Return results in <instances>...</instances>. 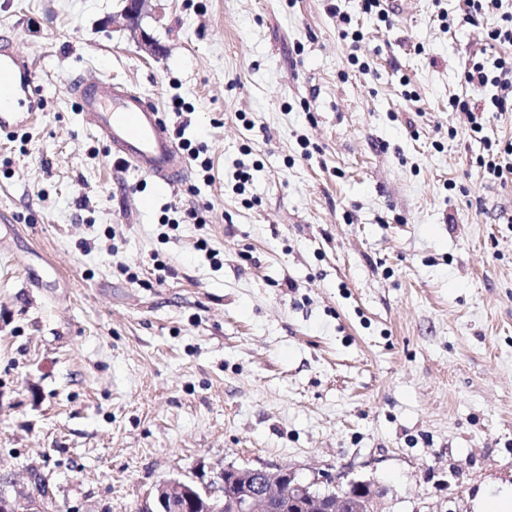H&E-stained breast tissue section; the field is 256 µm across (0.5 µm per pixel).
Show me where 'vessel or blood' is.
Segmentation results:
<instances>
[{"instance_id":"obj_1","label":"vessel or blood","mask_w":512,"mask_h":512,"mask_svg":"<svg viewBox=\"0 0 512 512\" xmlns=\"http://www.w3.org/2000/svg\"><path fill=\"white\" fill-rule=\"evenodd\" d=\"M73 91L82 112L93 117L97 132L121 161L165 187L177 184L186 160L153 100L104 80L75 83ZM38 107L32 66L1 48L0 132L22 129Z\"/></svg>"}]
</instances>
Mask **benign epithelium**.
<instances>
[{"label": "benign epithelium", "mask_w": 512, "mask_h": 512, "mask_svg": "<svg viewBox=\"0 0 512 512\" xmlns=\"http://www.w3.org/2000/svg\"><path fill=\"white\" fill-rule=\"evenodd\" d=\"M120 16L133 34L139 48L155 57L161 46L142 28L149 0H123ZM218 485L202 486L173 479L159 485L153 505L139 512H379L384 493L368 481L342 483L332 476L323 477L326 487L303 483L288 467L237 468L228 466Z\"/></svg>", "instance_id": "7a95c632"}]
</instances>
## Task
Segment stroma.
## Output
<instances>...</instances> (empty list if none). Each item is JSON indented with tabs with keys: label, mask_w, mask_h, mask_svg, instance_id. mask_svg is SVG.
I'll return each instance as SVG.
<instances>
[{
	"label": "stroma",
	"mask_w": 512,
	"mask_h": 512,
	"mask_svg": "<svg viewBox=\"0 0 512 512\" xmlns=\"http://www.w3.org/2000/svg\"><path fill=\"white\" fill-rule=\"evenodd\" d=\"M463 6L151 0V58L121 0H0L42 88L0 134L6 490L34 467L52 512H138L171 479L286 466L380 485L381 512H474L512 485V182L476 165L512 112L476 134L449 104L483 103L463 74L500 51V12ZM83 78L154 100L210 176L119 165Z\"/></svg>",
	"instance_id": "obj_1"
}]
</instances>
